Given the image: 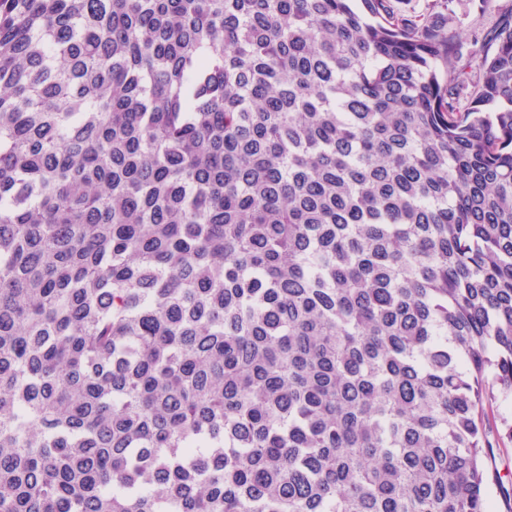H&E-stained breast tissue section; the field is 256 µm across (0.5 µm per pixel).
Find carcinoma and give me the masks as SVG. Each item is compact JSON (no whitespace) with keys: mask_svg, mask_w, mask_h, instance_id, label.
<instances>
[{"mask_svg":"<svg viewBox=\"0 0 512 512\" xmlns=\"http://www.w3.org/2000/svg\"><path fill=\"white\" fill-rule=\"evenodd\" d=\"M0 0V512H486L512 11ZM452 8L455 25L464 37L491 27L497 19V13L483 12L479 8V0H454Z\"/></svg>","mask_w":512,"mask_h":512,"instance_id":"cac0c4a2","label":"carcinoma"}]
</instances>
